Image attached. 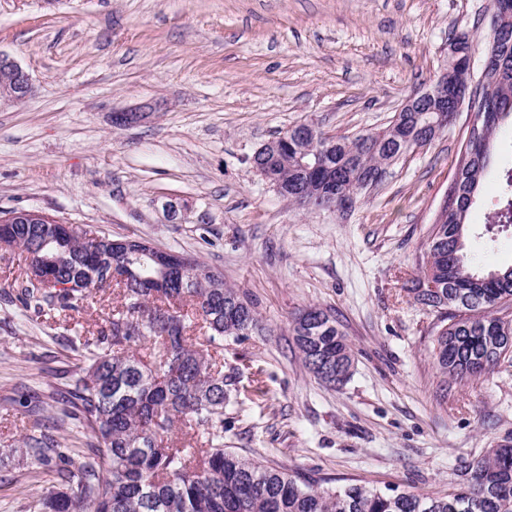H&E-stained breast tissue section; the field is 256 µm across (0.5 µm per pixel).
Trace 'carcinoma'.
Instances as JSON below:
<instances>
[{
    "label": "carcinoma",
    "mask_w": 512,
    "mask_h": 512,
    "mask_svg": "<svg viewBox=\"0 0 512 512\" xmlns=\"http://www.w3.org/2000/svg\"><path fill=\"white\" fill-rule=\"evenodd\" d=\"M502 81L489 95L499 119L478 125L487 147L459 173L456 207L432 225L418 276L435 291L408 288L413 300L447 321L435 359L452 380L476 379L499 363L512 321L498 316L512 304V267L483 270L467 245V215L491 156L503 148V126L512 120V22L505 24L498 58ZM428 113L405 112L382 130L357 136L320 133L328 146L324 166L307 173L297 155L305 144L277 155L258 152L288 199L341 194L359 185L363 168L394 161L404 138L425 133ZM0 236L21 251L23 273L11 301L37 314L72 315L89 306L96 290L116 291L105 325L70 339L87 364L71 375L62 421L79 446L44 433L25 445L41 462L56 458L57 484L37 493L28 512H512V441L487 448L461 472L451 490L436 495L389 494L362 484L333 490L302 484L283 468L264 465L224 447V407L235 378L212 362L193 338L208 341L262 330L253 301L228 286L222 274L192 255L186 267L158 281L162 251L137 240H114L89 228L60 224H6ZM49 258L45 274L58 288L36 286L30 268ZM305 366L323 384L338 388L350 375L325 378L315 359L349 368L345 334L323 309L310 306L292 321Z\"/></svg>",
    "instance_id": "cac0c4a2"
}]
</instances>
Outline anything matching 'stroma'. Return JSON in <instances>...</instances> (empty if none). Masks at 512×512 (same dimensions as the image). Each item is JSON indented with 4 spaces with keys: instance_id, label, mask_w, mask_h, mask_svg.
Returning <instances> with one entry per match:
<instances>
[{
    "instance_id": "stroma-1",
    "label": "stroma",
    "mask_w": 512,
    "mask_h": 512,
    "mask_svg": "<svg viewBox=\"0 0 512 512\" xmlns=\"http://www.w3.org/2000/svg\"><path fill=\"white\" fill-rule=\"evenodd\" d=\"M489 0H0V53L30 75L0 101V211L46 213L115 239L197 257L254 301L265 330L210 353L238 377L224 445L340 489L446 492L483 449L512 439V357L445 379L439 313L405 292L464 146L470 113L410 150L344 212L302 209L255 172L263 143L299 123L329 135L383 127L448 60L454 30ZM148 119L118 128L113 113ZM493 162L468 216L497 212ZM0 257V512H26L54 472L27 455L29 410L54 426L78 357L66 329H97L98 294L70 319L4 301ZM335 318L348 382H318L291 335L300 310Z\"/></svg>"
}]
</instances>
